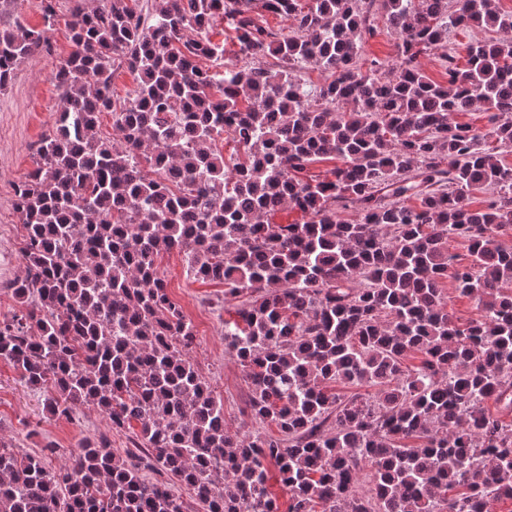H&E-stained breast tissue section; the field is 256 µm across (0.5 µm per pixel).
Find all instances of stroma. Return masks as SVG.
I'll return each instance as SVG.
<instances>
[{"instance_id": "obj_1", "label": "stroma", "mask_w": 512, "mask_h": 512, "mask_svg": "<svg viewBox=\"0 0 512 512\" xmlns=\"http://www.w3.org/2000/svg\"><path fill=\"white\" fill-rule=\"evenodd\" d=\"M73 0H57L56 21L48 36L51 53H36L18 65L5 91L0 92V317L10 315L17 303L5 282L22 275L23 228L13 208L14 187L34 167L33 146L50 127L59 107L55 74L60 60L71 49L68 23ZM169 294L179 301L192 321L196 341L193 360L224 402V420L231 432L270 433L271 428L252 421L246 412L249 385L235 356L224 350L223 295L221 285L191 278L183 255L171 252L159 260ZM47 394L30 388L14 368L0 359V441L20 452L37 451L46 443L59 447L51 466L65 461V451L87 438L108 433L117 453L131 448L129 432L110 430L106 417L92 407H80L71 417L51 415Z\"/></svg>"}]
</instances>
